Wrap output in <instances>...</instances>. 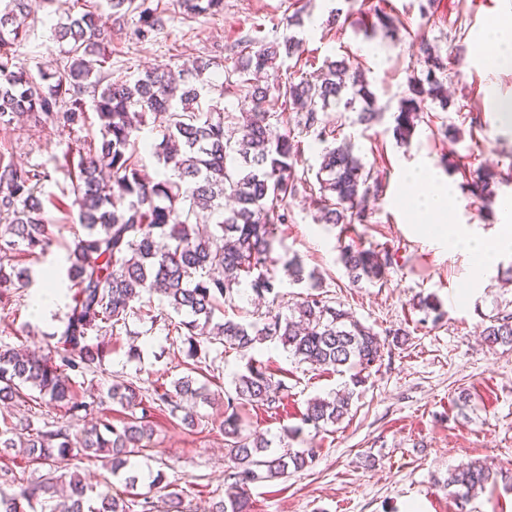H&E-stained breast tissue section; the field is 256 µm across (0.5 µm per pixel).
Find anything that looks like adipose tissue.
Masks as SVG:
<instances>
[{"mask_svg":"<svg viewBox=\"0 0 512 512\" xmlns=\"http://www.w3.org/2000/svg\"><path fill=\"white\" fill-rule=\"evenodd\" d=\"M410 183L422 192L415 200L417 209L429 214L430 223L421 225L420 231L431 241L447 245L449 249H462L476 260V274H483L498 256L512 251V203L505 204L500 231L493 240H486L468 231L464 225H449L448 208L454 201L451 188L441 183L435 170L427 163L416 162L409 167Z\"/></svg>","mask_w":512,"mask_h":512,"instance_id":"1","label":"adipose tissue"}]
</instances>
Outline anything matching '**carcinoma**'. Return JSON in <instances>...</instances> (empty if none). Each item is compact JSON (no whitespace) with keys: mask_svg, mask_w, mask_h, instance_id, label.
Returning <instances> with one entry per match:
<instances>
[{"mask_svg":"<svg viewBox=\"0 0 512 512\" xmlns=\"http://www.w3.org/2000/svg\"><path fill=\"white\" fill-rule=\"evenodd\" d=\"M109 13L85 10L68 15L53 28L63 58L53 70L32 72L20 63L18 49L29 36L27 19L50 8L54 0H0V126L20 118L79 132L89 111L99 121L100 138L76 144L78 160L67 170L69 193L78 207L84 233L74 240L67 268L72 304L61 333L58 358L22 353L0 345V401L26 402L23 388L39 391L49 405L78 411L70 372L101 364L112 336L128 326L132 317L147 316L153 323L165 314L144 308L143 298L157 294L176 314L185 329L186 356L201 363V346L219 343L248 354L258 344L279 342L298 362L328 366L349 374V384L327 398L307 403L302 422L320 431L342 421L351 410L355 388L363 385L371 368L382 357L384 344L372 328L350 312L330 304L318 292L321 277L306 269L294 256L283 262L288 282L307 284L311 292L288 312L270 307L252 322L214 321L224 302L249 288L257 298L274 292L278 260L272 257L279 225L286 223L287 200L299 189L309 191L323 224H364L366 201L382 186L372 181L352 145L328 143L335 130L324 120L330 109L358 113L359 123L370 126L382 107L361 71L349 58L327 59L314 76L303 58V40L294 35L254 36L237 65L224 73V83L251 102L243 124L224 111L221 100L209 97L212 85L204 77L213 62L199 61L191 68L169 66L144 72L134 81L112 79L102 47L107 20L138 13L137 36L147 39L164 24L157 9L146 0H105ZM183 14L224 11V0H178ZM293 58L299 68L273 81L259 83L261 74L280 58ZM416 63L420 73L408 81L407 95L394 115V137L407 142L413 136L427 103L448 107L445 81L448 64L436 47L421 40ZM279 105L298 116L297 127L279 121V114L263 104ZM159 116L161 140L153 154L166 172L156 181L138 169V141L146 115ZM324 145L316 172L318 186L299 174L298 161L304 139ZM498 172L482 168L472 193L481 200L492 194ZM50 174L39 166L22 167L0 153V309L9 308L11 288L21 273L7 271L18 251L39 257L52 245L50 223L37 193ZM389 250L365 249L354 241L340 246V261L349 282L357 287L384 278L393 264ZM484 342L492 348L512 343V312L488 316ZM96 343H88L89 337ZM284 383L261 364L248 359L245 371L236 374L232 388L224 391L225 490L212 499L210 512H251L249 485L284 479L312 463L311 448H275L274 440L245 432L239 408L245 404L280 407ZM175 394L165 391L147 396L134 383L112 386L110 397L130 411L117 427L100 420L81 432L82 451L102 455L116 475L130 458L147 447L155 412L180 401L209 403L211 393L190 375L174 382ZM23 442L33 462L72 454L70 432L63 426L33 429L25 423ZM66 478L48 472L12 495L0 494V512H22V503L33 506L39 498L50 502L49 512H149L148 503L135 498L90 495L81 479H69L68 494L54 499L56 487ZM496 477L482 463H465L448 472L444 487L464 503L477 491L495 483Z\"/></svg>","mask_w":512,"mask_h":512,"instance_id":"carcinoma-1","label":"carcinoma"}]
</instances>
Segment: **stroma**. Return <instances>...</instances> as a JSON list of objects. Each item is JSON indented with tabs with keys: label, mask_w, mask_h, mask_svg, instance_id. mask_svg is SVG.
Returning <instances> with one entry per match:
<instances>
[{
	"label": "stroma",
	"mask_w": 512,
	"mask_h": 512,
	"mask_svg": "<svg viewBox=\"0 0 512 512\" xmlns=\"http://www.w3.org/2000/svg\"><path fill=\"white\" fill-rule=\"evenodd\" d=\"M166 19L165 26L145 41L135 36L136 15L112 22L105 53L112 75L128 80L145 71L168 65L179 67L198 59H211L232 68L249 36L256 30L291 32L302 38L305 54L316 63L348 57L359 68L383 106L372 127L357 124L356 113L330 111L326 119L348 139L355 155L383 184L370 199L369 221L344 227L321 224L307 194L289 199V221L280 225L274 255L298 256L316 269L323 290L334 304L352 312L377 333L404 329V346L387 345L365 386L357 388L351 412L341 423L322 432L302 428L300 417L309 400L326 397L339 388L336 372L297 362L281 344L267 342L252 350L251 358L268 366L286 389L279 409L246 406L240 414L248 432H260L293 449L313 448V465L285 480L251 485L252 512H512V346H486V317L499 310L512 311V283L504 272L512 266V253L500 256L482 276H475L473 259L463 251H449L420 231L424 214L409 204L412 189L405 165L430 163L453 189L455 201L448 221L467 225L489 238L501 221L499 203L512 198V134L503 130L489 108L488 89L512 99V67H499L477 53L475 41L495 22L512 20V0H437L430 20H421L417 0H224L217 15L183 18L177 0H151ZM73 0H61L53 13L38 12L30 28L38 44L36 60L42 65L59 59L58 44L50 38L49 21L64 18ZM348 13L342 25H327L332 9ZM401 20L396 32L372 28L375 10ZM299 14L302 23L287 27ZM437 45L441 55L463 53L462 65L452 67L447 109L425 112L408 143L393 136L394 118L407 91L420 40ZM481 113L482 123L470 126L461 109ZM454 126L457 142L445 136ZM99 135L97 119L73 134L28 119L17 127L0 128V150L9 151L23 166L42 165L50 173L41 200L51 223L53 245L43 256L18 257L17 269L29 280L15 289L12 312L0 310V343L29 349L45 356L60 348V332L71 300L68 289L42 318L30 313V301L45 286L44 274L56 281L66 278L67 256L74 238L82 234L78 210L71 197L61 194L68 185V165L75 160L76 139ZM455 150L462 166L446 167L448 150ZM497 169L502 179L490 202L477 200L466 184L478 169ZM355 241L395 255L383 283L350 286L339 261L341 242ZM432 295L443 316L423 319L414 305L417 296ZM185 345L177 332L163 323L130 318L128 332L113 336L100 367L75 374V398L85 410L69 415L45 405L27 407L0 404V429L31 421L41 427L56 422L79 433L100 416L120 423L126 412L108 391L113 383L131 382L144 393L172 389L188 375ZM246 358L232 349L211 346L202 373L214 392L230 388L244 371ZM471 402L458 409L459 392ZM195 426L182 423L170 412L157 413L154 435L130 465L140 473V496L160 501L162 484H174L182 494L184 512H207L213 497L224 491V436L219 429L221 402L198 405ZM480 460L496 473L495 483L460 504L440 486L451 469ZM61 472L76 474L94 493L123 496V475L111 474L102 459L82 455L55 459ZM49 466L28 463L22 448L0 446V490L6 493L38 481Z\"/></svg>",
	"instance_id": "obj_1"
}]
</instances>
